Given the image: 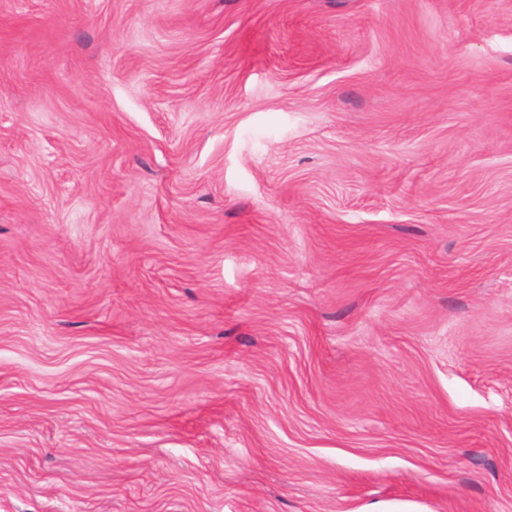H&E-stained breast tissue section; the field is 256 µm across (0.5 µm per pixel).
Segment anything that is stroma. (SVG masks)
Here are the masks:
<instances>
[{
	"instance_id": "obj_1",
	"label": "stroma",
	"mask_w": 512,
	"mask_h": 512,
	"mask_svg": "<svg viewBox=\"0 0 512 512\" xmlns=\"http://www.w3.org/2000/svg\"><path fill=\"white\" fill-rule=\"evenodd\" d=\"M512 512V0H0V512Z\"/></svg>"
}]
</instances>
